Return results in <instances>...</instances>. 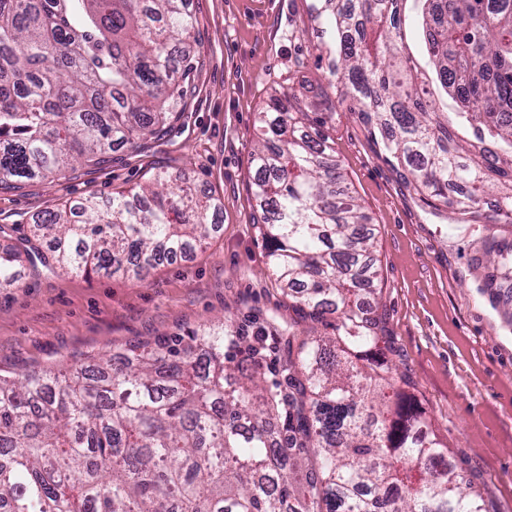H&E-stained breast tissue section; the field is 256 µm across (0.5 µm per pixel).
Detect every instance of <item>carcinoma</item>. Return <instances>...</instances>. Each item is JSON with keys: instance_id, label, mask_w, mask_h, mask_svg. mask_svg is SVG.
<instances>
[{"instance_id": "obj_1", "label": "carcinoma", "mask_w": 512, "mask_h": 512, "mask_svg": "<svg viewBox=\"0 0 512 512\" xmlns=\"http://www.w3.org/2000/svg\"><path fill=\"white\" fill-rule=\"evenodd\" d=\"M425 61L404 43L406 5ZM327 86L258 113L254 197L268 272L297 318L218 322L89 364L0 374V512H488L383 353L367 216L326 127L358 115L429 204L482 223V289H512V0H315ZM185 0H0V184L51 178L167 132L191 70ZM453 106H448V102ZM496 193L497 209L482 210ZM217 199L157 175L37 217L43 257L137 278L210 236ZM22 253L0 251V288ZM329 324L318 335L301 323ZM278 347L269 381L268 340Z\"/></svg>"}]
</instances>
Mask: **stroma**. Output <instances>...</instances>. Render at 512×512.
<instances>
[{
  "mask_svg": "<svg viewBox=\"0 0 512 512\" xmlns=\"http://www.w3.org/2000/svg\"><path fill=\"white\" fill-rule=\"evenodd\" d=\"M310 4L186 0L196 20L194 58L184 109L168 133L116 149L100 164L0 186V249L22 248L35 217L91 194L109 199L162 171L188 176L222 208L208 239L162 258L139 280L26 267L19 287L0 288V371L72 363L226 316L246 330L256 317L287 320L289 299L265 272L251 153L257 114L275 89L291 83L313 97L326 83L325 69L291 70L321 40ZM332 135L374 232L393 372L409 381L489 512H512V326L479 290V234L452 209L428 206L357 116L337 112Z\"/></svg>",
  "mask_w": 512,
  "mask_h": 512,
  "instance_id": "stroma-1",
  "label": "stroma"
}]
</instances>
